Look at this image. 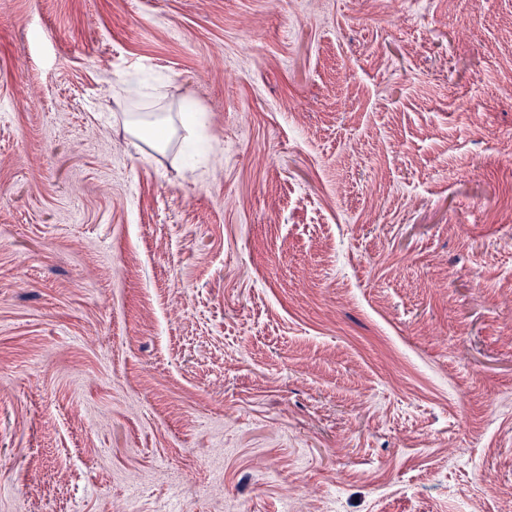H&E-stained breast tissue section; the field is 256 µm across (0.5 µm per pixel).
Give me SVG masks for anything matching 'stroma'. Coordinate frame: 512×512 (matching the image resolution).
Masks as SVG:
<instances>
[{
    "label": "stroma",
    "instance_id": "1",
    "mask_svg": "<svg viewBox=\"0 0 512 512\" xmlns=\"http://www.w3.org/2000/svg\"><path fill=\"white\" fill-rule=\"evenodd\" d=\"M0 512H512V0H0ZM125 123L129 132L137 137L145 128L152 125H167V119L162 114L156 112H127L124 113ZM152 119V120H150ZM168 126V125H167Z\"/></svg>",
    "mask_w": 512,
    "mask_h": 512
}]
</instances>
